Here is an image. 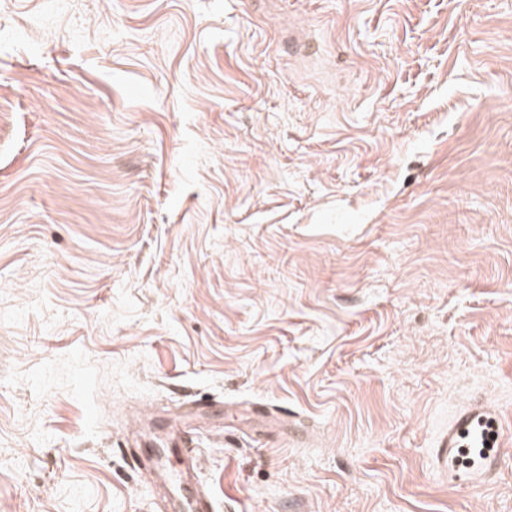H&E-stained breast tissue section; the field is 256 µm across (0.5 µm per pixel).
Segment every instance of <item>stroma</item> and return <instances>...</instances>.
Segmentation results:
<instances>
[{
  "instance_id": "stroma-1",
  "label": "stroma",
  "mask_w": 512,
  "mask_h": 512,
  "mask_svg": "<svg viewBox=\"0 0 512 512\" xmlns=\"http://www.w3.org/2000/svg\"><path fill=\"white\" fill-rule=\"evenodd\" d=\"M512 0H0V512H512ZM493 427L491 438L488 433L480 429L481 426ZM512 434L505 430L497 414L480 411L473 408H466L455 413L448 423V443L444 440L443 452L448 448V472L461 484L475 486L474 475L480 470L495 467L501 457V452L506 445L511 444ZM468 439L471 443L461 444L462 440ZM489 442V445H486ZM484 444V450L478 460L472 463L465 470H459L456 466L458 455L462 448ZM446 448V449H445Z\"/></svg>"
}]
</instances>
